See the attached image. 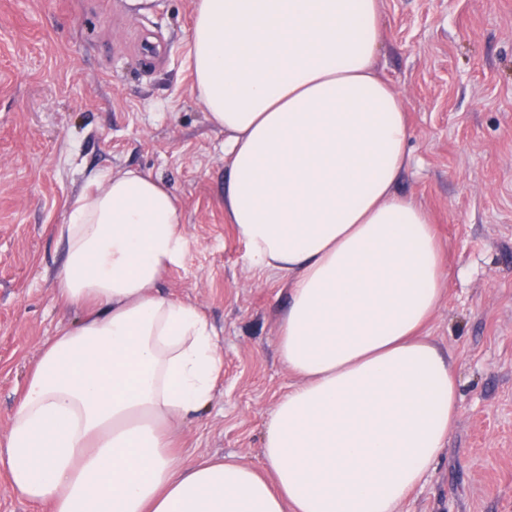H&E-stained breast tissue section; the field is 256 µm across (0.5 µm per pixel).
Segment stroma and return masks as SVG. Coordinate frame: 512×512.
Returning <instances> with one entry per match:
<instances>
[{
	"mask_svg": "<svg viewBox=\"0 0 512 512\" xmlns=\"http://www.w3.org/2000/svg\"><path fill=\"white\" fill-rule=\"evenodd\" d=\"M195 0H0V442L40 348L82 313L55 300L57 230L88 174L162 179L187 246L159 282L219 333L224 378L180 427L195 458L257 467L297 377L276 351L286 281L224 214V132L192 90ZM379 74L411 127L397 184L428 212L446 281L425 331L462 393L444 455L400 512H512V0H381Z\"/></svg>",
	"mask_w": 512,
	"mask_h": 512,
	"instance_id": "stroma-1",
	"label": "stroma"
}]
</instances>
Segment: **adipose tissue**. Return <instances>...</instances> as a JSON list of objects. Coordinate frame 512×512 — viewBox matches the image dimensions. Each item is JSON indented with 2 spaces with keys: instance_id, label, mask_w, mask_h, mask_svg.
<instances>
[{
  "instance_id": "obj_1",
  "label": "adipose tissue",
  "mask_w": 512,
  "mask_h": 512,
  "mask_svg": "<svg viewBox=\"0 0 512 512\" xmlns=\"http://www.w3.org/2000/svg\"><path fill=\"white\" fill-rule=\"evenodd\" d=\"M379 0H195L192 89L224 131V211L251 264L290 281L277 349L299 382L260 467L191 462L178 426L224 372L217 332L159 287L186 239L157 178L96 171L66 203L60 305L10 416L0 467L51 512H399L459 413L422 329L445 272L426 211L394 187L411 131L376 76Z\"/></svg>"
}]
</instances>
